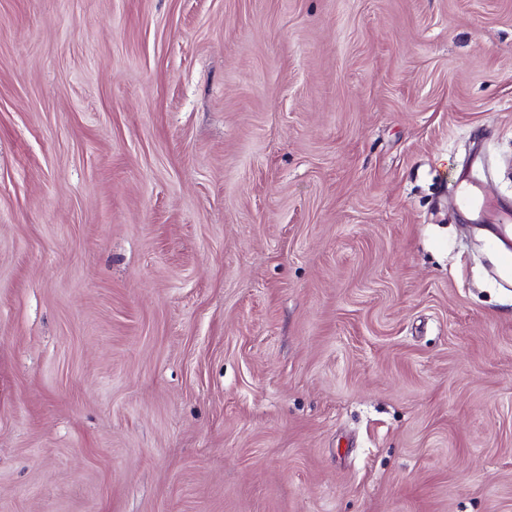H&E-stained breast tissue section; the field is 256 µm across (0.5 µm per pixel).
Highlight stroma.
I'll use <instances>...</instances> for the list:
<instances>
[{
    "instance_id": "stroma-1",
    "label": "stroma",
    "mask_w": 512,
    "mask_h": 512,
    "mask_svg": "<svg viewBox=\"0 0 512 512\" xmlns=\"http://www.w3.org/2000/svg\"><path fill=\"white\" fill-rule=\"evenodd\" d=\"M512 0H0V512H512Z\"/></svg>"
}]
</instances>
